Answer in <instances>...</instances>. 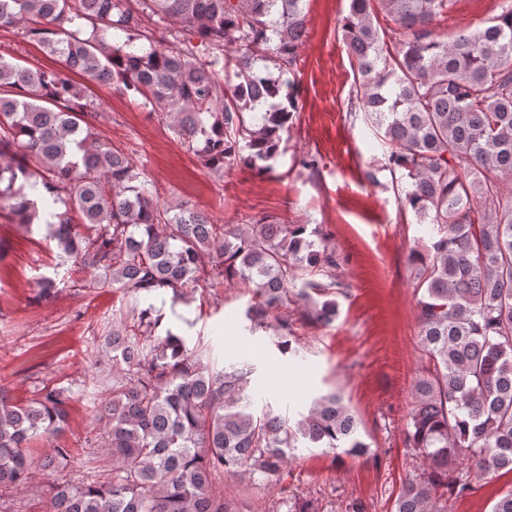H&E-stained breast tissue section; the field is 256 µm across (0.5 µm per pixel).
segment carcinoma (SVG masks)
Listing matches in <instances>:
<instances>
[{
	"mask_svg": "<svg viewBox=\"0 0 512 512\" xmlns=\"http://www.w3.org/2000/svg\"><path fill=\"white\" fill-rule=\"evenodd\" d=\"M306 0H0V28L23 25L61 67H22L0 55V209L29 232L45 220L60 257L127 295L248 284L252 330L304 301L300 319L326 326L336 301V250L306 224L261 218L214 224L146 191L128 158L95 133L99 112L72 73L112 84L172 121L210 172L241 162L262 174L299 111L295 82ZM452 0H350L342 40L355 63L351 106L388 146L378 167L430 245L415 249L419 339L428 366L417 378L406 432L421 460L392 512H445L447 496L512 471V0L490 25L452 40L437 29ZM173 24L156 45L154 26ZM126 34L113 45L109 33ZM399 37L388 45L391 33ZM272 61L273 73L258 63ZM320 272L329 282L306 279ZM153 307L105 336L119 373L99 380L97 440L110 473L49 482L45 512H240L215 492L226 475L284 477L297 448L368 454L358 421L334 392L289 422L252 410L246 362L221 369L199 344L152 330ZM294 320L277 319L291 350ZM151 332L142 334L141 328ZM72 386L42 382L25 402L0 389V512L29 486L78 457L57 444ZM49 452L35 464L30 442ZM466 462L468 470L456 474ZM275 512H323L282 497Z\"/></svg>",
	"mask_w": 512,
	"mask_h": 512,
	"instance_id": "carcinoma-1",
	"label": "carcinoma"
}]
</instances>
